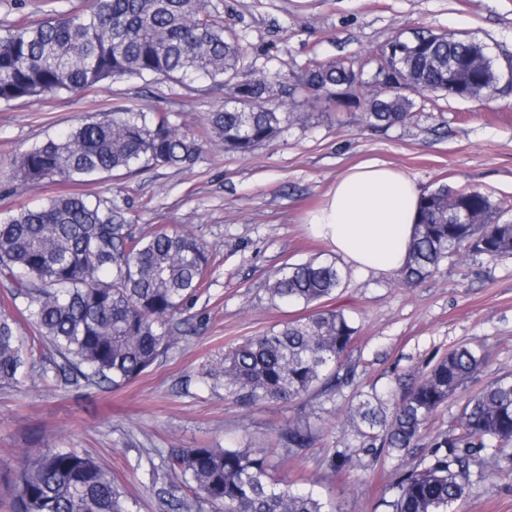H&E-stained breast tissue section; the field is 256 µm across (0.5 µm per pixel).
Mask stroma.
Returning <instances> with one entry per match:
<instances>
[{
  "mask_svg": "<svg viewBox=\"0 0 512 512\" xmlns=\"http://www.w3.org/2000/svg\"><path fill=\"white\" fill-rule=\"evenodd\" d=\"M76 0H0V25L69 10ZM226 29L248 47L244 78L281 74L300 84L312 61L365 59L361 95L384 98L370 61L392 37L433 31L483 42L496 60L512 57V0H210ZM222 87L196 82L118 80L82 93L0 102V219L20 206L62 192L44 182L12 178L17 155L116 107L169 112L182 132L198 134L207 113L224 103ZM415 118L374 129L364 109L346 99L306 94L285 98L299 119L248 156L208 147L186 168L143 164L105 173L76 190L119 206L133 233L177 228L212 250L211 273L188 302L168 349L134 381L115 388L64 378L59 356L28 354L25 377L0 385V498L6 477L43 448L94 457L136 502L134 512H163L164 500L188 495L167 457L175 448H263L273 480L314 487L335 512H387L401 472L418 465L430 441L451 431L467 399L489 382L512 378V256L470 260L453 256L425 281L406 286L395 272L347 278L332 308L343 309L356 334L343 364L352 387L324 405L315 396L245 406L212 374L224 354L246 338L307 315L274 301L272 273L333 254L304 220L343 171L379 159L423 191L446 185L476 188L503 206L512 221V91L490 101L440 91L414 96ZM482 348L486 362L441 405L416 448L401 457L371 456L356 447L348 411L356 392L409 387L448 352ZM309 419L315 439L289 458L275 439L289 423ZM349 447L343 471L328 468L334 449ZM480 481L456 512H512V457L482 455Z\"/></svg>",
  "mask_w": 512,
  "mask_h": 512,
  "instance_id": "1",
  "label": "stroma"
}]
</instances>
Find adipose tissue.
Listing matches in <instances>:
<instances>
[{"label":"adipose tissue","mask_w":512,"mask_h":512,"mask_svg":"<svg viewBox=\"0 0 512 512\" xmlns=\"http://www.w3.org/2000/svg\"><path fill=\"white\" fill-rule=\"evenodd\" d=\"M421 196L410 177L369 160L339 176L307 222L355 269L398 271L407 261Z\"/></svg>","instance_id":"ef3b65f1"}]
</instances>
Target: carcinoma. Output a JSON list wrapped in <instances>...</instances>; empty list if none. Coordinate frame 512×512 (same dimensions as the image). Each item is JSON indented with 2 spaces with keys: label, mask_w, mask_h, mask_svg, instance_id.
Returning a JSON list of instances; mask_svg holds the SVG:
<instances>
[{
  "label": "carcinoma",
  "mask_w": 512,
  "mask_h": 512,
  "mask_svg": "<svg viewBox=\"0 0 512 512\" xmlns=\"http://www.w3.org/2000/svg\"><path fill=\"white\" fill-rule=\"evenodd\" d=\"M483 50L473 39L422 32L412 39L399 75L446 92L450 65L468 76L465 92L479 100L503 76L497 66L469 70L467 60ZM246 54L205 0H79L60 16L1 27L0 102L88 91L121 78L210 81L225 90L224 105L207 114L197 137L180 132L167 112L114 109L21 153L13 178L31 186L71 184L142 163L183 168L207 145L250 153L293 119L273 98L270 80L239 79ZM365 66L356 58L312 63L300 90H332ZM413 108L408 96L396 92L369 102L364 119L390 127L410 120ZM464 206L475 211L477 223H453L452 211ZM497 210L477 189L441 186L424 195L402 282H422L461 252L475 259L511 256L512 224L495 221ZM209 265L210 251L193 233L135 235L120 209L83 193L64 192L19 208L0 224V279L18 313L0 315V384H17L25 374L19 317L33 328L34 339L51 345L86 380L114 387L135 380L165 352L180 325L177 315L197 296ZM346 277L336 262L314 258L280 270L270 293L287 304H320ZM355 333L343 311L319 308L232 349L216 378L245 404L292 401L311 392L331 402L354 382L341 360ZM484 363L479 349L461 346L401 394H357L353 436L371 455L408 453L429 417ZM313 438L310 424L297 420L278 434L277 444L296 456ZM511 446L512 380L499 378L468 399L458 427L434 439L418 466L398 476L388 507L453 512L472 492L477 455L503 454ZM350 460L349 449L337 448L328 466L341 471ZM170 465L193 497L167 501L166 512H199L201 500L216 512H332L314 490L273 482L263 450L179 448ZM132 506L93 457L56 448L26 457L13 473L9 495L0 499V512H132Z\"/></svg>",
  "instance_id": "1"
}]
</instances>
